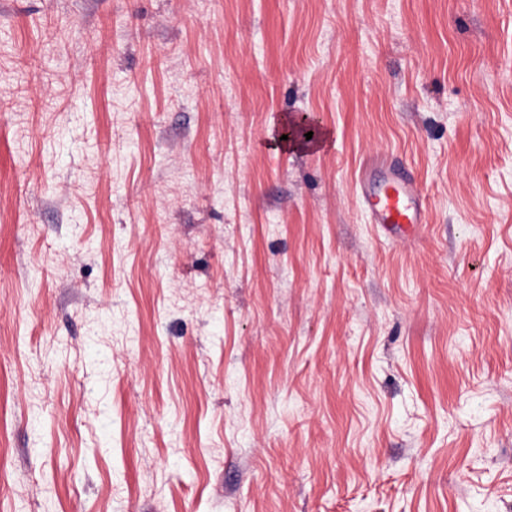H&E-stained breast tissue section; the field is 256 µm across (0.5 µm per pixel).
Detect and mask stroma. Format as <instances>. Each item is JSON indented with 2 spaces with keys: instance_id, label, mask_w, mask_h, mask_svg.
I'll return each instance as SVG.
<instances>
[{
  "instance_id": "stroma-1",
  "label": "stroma",
  "mask_w": 512,
  "mask_h": 512,
  "mask_svg": "<svg viewBox=\"0 0 512 512\" xmlns=\"http://www.w3.org/2000/svg\"><path fill=\"white\" fill-rule=\"evenodd\" d=\"M0 512H512V0H0ZM360 184L370 224L388 232L395 228L401 236H409L415 233L417 224L426 223L425 198L415 183L386 173L378 185L367 175Z\"/></svg>"
}]
</instances>
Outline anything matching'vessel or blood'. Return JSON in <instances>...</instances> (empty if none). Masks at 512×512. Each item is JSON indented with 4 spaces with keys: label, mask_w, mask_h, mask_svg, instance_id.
<instances>
[{
    "label": "vessel or blood",
    "mask_w": 512,
    "mask_h": 512,
    "mask_svg": "<svg viewBox=\"0 0 512 512\" xmlns=\"http://www.w3.org/2000/svg\"><path fill=\"white\" fill-rule=\"evenodd\" d=\"M360 184L369 223L386 231L399 230L404 236L414 234L418 225L425 223V198L415 183L389 173L381 183L365 176Z\"/></svg>",
    "instance_id": "b4317fda"
}]
</instances>
